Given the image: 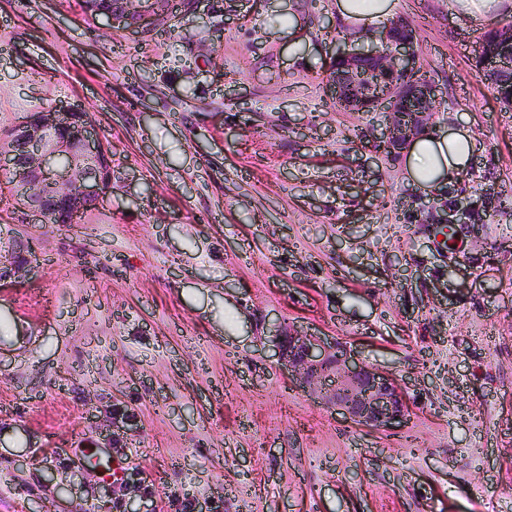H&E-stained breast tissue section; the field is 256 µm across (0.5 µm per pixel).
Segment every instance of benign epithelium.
<instances>
[{
  "label": "benign epithelium",
  "mask_w": 512,
  "mask_h": 512,
  "mask_svg": "<svg viewBox=\"0 0 512 512\" xmlns=\"http://www.w3.org/2000/svg\"><path fill=\"white\" fill-rule=\"evenodd\" d=\"M166 0H111L105 16L114 28L148 32L169 14ZM378 44L351 48L336 56L343 67L330 80L336 103L348 112L370 108L385 114L371 129L372 142L392 151L411 142L440 97L432 83L405 82L383 87L380 76L417 71L416 36L390 28L379 31ZM0 169L26 191L23 215H54L71 223L97 205L112 180V165L103 143L91 135L86 113L74 105H53L26 125L10 130L0 143ZM280 360L300 386L321 395L329 406L357 425L376 430L403 427L409 406L398 380L354 360L341 342L306 333H290L277 342Z\"/></svg>",
  "instance_id": "benign-epithelium-1"
}]
</instances>
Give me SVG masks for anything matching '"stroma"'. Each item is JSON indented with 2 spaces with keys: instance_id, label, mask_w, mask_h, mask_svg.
Instances as JSON below:
<instances>
[{
  "instance_id": "stroma-1",
  "label": "stroma",
  "mask_w": 512,
  "mask_h": 512,
  "mask_svg": "<svg viewBox=\"0 0 512 512\" xmlns=\"http://www.w3.org/2000/svg\"><path fill=\"white\" fill-rule=\"evenodd\" d=\"M466 175L428 194L361 139L328 65L336 0H235L150 32L77 0H0V130L85 106L112 186L79 223L23 220L0 173V512H512V112L475 66L482 26L398 0ZM465 205L466 222L445 223ZM346 342L394 377L405 427L297 387L274 327ZM134 409L136 427L124 424ZM110 437L101 481L65 448ZM147 478L155 492L138 488Z\"/></svg>"
}]
</instances>
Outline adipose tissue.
Segmentation results:
<instances>
[{
	"label": "adipose tissue",
	"mask_w": 512,
	"mask_h": 512,
	"mask_svg": "<svg viewBox=\"0 0 512 512\" xmlns=\"http://www.w3.org/2000/svg\"><path fill=\"white\" fill-rule=\"evenodd\" d=\"M338 10L350 32L387 25L394 0H338ZM476 151L475 139L464 130H431L410 144L408 170L418 187L431 190L468 170Z\"/></svg>",
	"instance_id": "ef3b65f1"
}]
</instances>
